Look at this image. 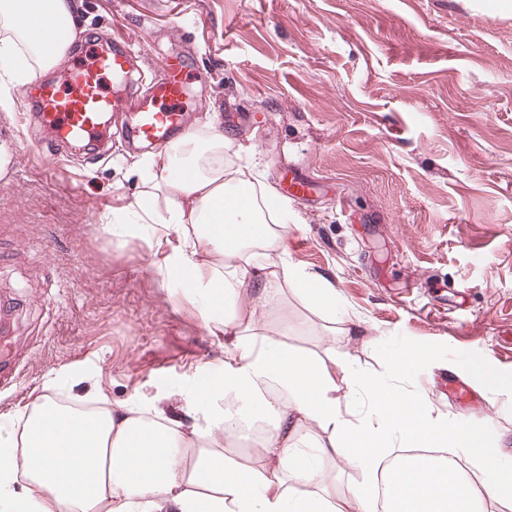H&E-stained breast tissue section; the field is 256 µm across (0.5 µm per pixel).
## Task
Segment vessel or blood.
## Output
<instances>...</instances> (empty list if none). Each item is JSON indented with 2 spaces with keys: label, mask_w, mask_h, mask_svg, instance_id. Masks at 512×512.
<instances>
[{
  "label": "vessel or blood",
  "mask_w": 512,
  "mask_h": 512,
  "mask_svg": "<svg viewBox=\"0 0 512 512\" xmlns=\"http://www.w3.org/2000/svg\"><path fill=\"white\" fill-rule=\"evenodd\" d=\"M140 58L123 41L111 49H86L74 60L65 85L39 87L40 120L56 143L93 142L100 136L108 112L127 113L121 138L129 145L161 148L182 136L181 112L191 69L180 57L162 59L147 89L109 97L105 81L127 82Z\"/></svg>",
  "instance_id": "1"
}]
</instances>
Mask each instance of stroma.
Wrapping results in <instances>:
<instances>
[{
  "mask_svg": "<svg viewBox=\"0 0 512 512\" xmlns=\"http://www.w3.org/2000/svg\"><path fill=\"white\" fill-rule=\"evenodd\" d=\"M72 54L127 41L153 77L185 56L197 76L182 119L222 114L227 161L255 164L288 197V259L336 288L360 320L336 348L388 377L387 344L433 349L415 381L441 416L486 425L512 454V393L473 377L482 362L512 382V8L504 0H76ZM51 73L64 83L72 61ZM0 112L11 160L0 174V421L35 397L88 403L89 387L49 382L81 368L110 401L131 395L181 416L178 391L220 367L178 280L159 273L171 249L141 228L119 238L140 190L139 149L63 152L54 174L38 151L24 90ZM314 185L288 196L295 175ZM306 322L290 346L323 354L331 314L289 295Z\"/></svg>",
  "mask_w": 512,
  "mask_h": 512,
  "instance_id": "1",
  "label": "stroma"
}]
</instances>
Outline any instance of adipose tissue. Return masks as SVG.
Masks as SVG:
<instances>
[{
	"instance_id": "1",
	"label": "adipose tissue",
	"mask_w": 512,
	"mask_h": 512,
	"mask_svg": "<svg viewBox=\"0 0 512 512\" xmlns=\"http://www.w3.org/2000/svg\"><path fill=\"white\" fill-rule=\"evenodd\" d=\"M61 21L76 38L75 0H0V111L13 91L51 70L34 20ZM205 134L134 164L142 189L135 223L176 236L160 270L178 279L209 335L224 341L220 369L181 392L183 419L136 397L95 412L34 400L20 432L0 429V512H488L512 502V455L480 424L437 415L419 390L401 387L430 350L390 347L389 379H370L340 352L321 359L288 347L303 322L288 296L336 308L335 288L287 258L288 202L257 191L252 169L224 161L217 121ZM260 421L255 454L226 448L238 428L222 408ZM437 448L471 467L462 474ZM364 473L337 492L331 464Z\"/></svg>"
}]
</instances>
